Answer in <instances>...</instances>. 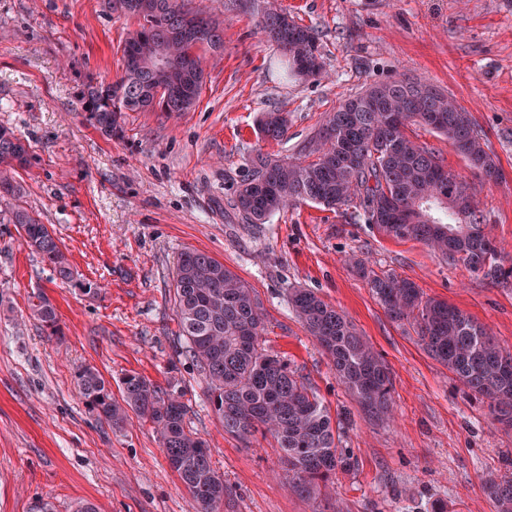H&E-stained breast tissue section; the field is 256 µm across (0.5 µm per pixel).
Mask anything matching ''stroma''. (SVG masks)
Segmentation results:
<instances>
[{"label": "stroma", "instance_id": "35a3bbf8", "mask_svg": "<svg viewBox=\"0 0 512 512\" xmlns=\"http://www.w3.org/2000/svg\"><path fill=\"white\" fill-rule=\"evenodd\" d=\"M224 24V50L201 51L196 105L179 117L132 112L122 137L85 119L84 85L122 72V45L137 29L110 0H0V125L30 145L15 178L25 205L60 240L76 283L57 279L27 248L0 202V512H54L80 502L97 512H195L151 422L129 414L115 428L89 411L74 381L90 365L113 398L131 371L177 381L187 424L205 440L227 493L224 512H497L489 481L512 474V429L390 320L357 271L414 281L487 326L512 347V280L492 282L448 265L422 242L313 203L246 224L230 200L256 152L299 158L328 113L375 83L408 78L444 91L470 112L503 171L496 183L441 135L409 126L469 183L487 232L512 265V0H190ZM288 13L319 37L320 76L284 77L282 56L257 22ZM288 115L283 140L258 132L262 113ZM224 262L256 291L264 339L340 417L350 470L330 493L293 490L272 439L244 444L224 432L207 384L183 356L174 304L178 255ZM104 292L91 297L77 283ZM313 290L342 310L387 365L391 419H370L339 383L323 350L288 304ZM54 305L61 337L31 318Z\"/></svg>", "mask_w": 512, "mask_h": 512}]
</instances>
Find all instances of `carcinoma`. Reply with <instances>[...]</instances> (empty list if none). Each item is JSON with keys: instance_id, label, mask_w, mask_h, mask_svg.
<instances>
[{"instance_id": "cac0c4a2", "label": "carcinoma", "mask_w": 512, "mask_h": 512, "mask_svg": "<svg viewBox=\"0 0 512 512\" xmlns=\"http://www.w3.org/2000/svg\"><path fill=\"white\" fill-rule=\"evenodd\" d=\"M136 2L138 15L152 24L139 25L124 44L148 63L171 60L178 72L145 66L125 70L111 83L85 84L81 101L86 120L111 137L122 135L128 112L179 114L195 106L199 93L189 98L177 85L201 83L204 77L199 56L197 72L182 69L187 16L196 20L195 48L224 49V26L204 10L188 8L186 0ZM261 27L284 57L287 73L298 75L305 67L312 76L321 72L313 29L273 8L263 12ZM408 83L396 79L378 84L384 92L379 102L371 101L367 91L346 99L326 116L309 146L308 154L315 156L309 162L256 154L253 175L237 190L233 209L248 223L263 224L271 214L300 201L336 211H347L357 201L364 221L384 234L423 242L449 265L475 275L511 279L512 266L500 259L471 186L459 189L462 179L448 170L433 147L412 140L406 129L420 124L443 135L488 182L502 179L495 156L486 149L470 112L440 91L410 94ZM258 130L262 138L280 141L288 132V116L266 112ZM28 161L29 146L0 126V199L21 198L23 187L10 172ZM9 222L21 229L26 246L60 279L73 278L68 256L35 212L17 204L9 211ZM359 272L389 318L411 328L434 360L488 400L498 423L512 428V352L460 309L424 296L413 281L364 265ZM174 302L179 335L207 383L224 433L245 443L258 434L271 437L300 493L312 496L328 487L336 470L350 466L345 449L336 443L340 422L333 421L287 358L265 349L264 314L254 289L209 254L187 250L177 260ZM288 303L361 407L375 419L389 415V371L345 314L307 288L290 289ZM32 313L48 335H61L49 301H40ZM75 380L89 410L112 426H122L130 411L148 419L196 512H219L226 495L224 479L213 468L205 442L188 428V407L175 384L164 388L128 373L118 402L96 368H79ZM488 489L499 512H512L511 475L490 481Z\"/></svg>"}]
</instances>
